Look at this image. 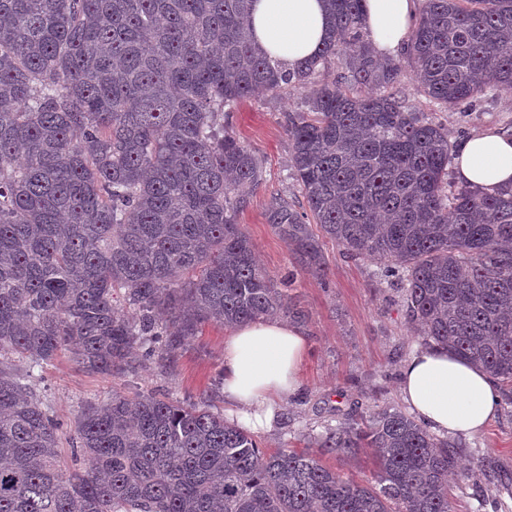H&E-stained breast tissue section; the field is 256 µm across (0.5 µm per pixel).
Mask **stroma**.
Listing matches in <instances>:
<instances>
[{"label": "stroma", "instance_id": "1", "mask_svg": "<svg viewBox=\"0 0 512 512\" xmlns=\"http://www.w3.org/2000/svg\"><path fill=\"white\" fill-rule=\"evenodd\" d=\"M398 89L417 112L447 127L451 143L477 131L512 130V94L489 92L474 104L444 108L420 92L413 65L406 59L401 62ZM304 109L302 94L278 98L259 94L241 103L231 119L233 132L256 150L265 166V180L239 222L254 244L258 262L273 277L295 271L292 295L307 316L301 385L281 405L272 428L253 433L260 446L271 449L280 445L305 449L306 434L320 433L327 421L357 405L405 409L401 368L421 342L398 293L381 279L374 261L345 257L327 242L323 245L326 278L294 270L290 250L267 224L265 211L272 198L302 196L288 176L289 141L282 116ZM223 359L224 327L208 323L184 343L170 366L147 361L132 375L113 377L88 373L63 355L34 367L33 373L43 408L62 425L66 439L61 446L66 449L81 408L100 403L115 391L152 392L228 412L217 387ZM461 454L464 467L478 469L487 461L512 479V406H501L481 435L464 439Z\"/></svg>", "mask_w": 512, "mask_h": 512}]
</instances>
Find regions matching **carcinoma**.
<instances>
[{"label":"carcinoma","instance_id":"obj_1","mask_svg":"<svg viewBox=\"0 0 512 512\" xmlns=\"http://www.w3.org/2000/svg\"><path fill=\"white\" fill-rule=\"evenodd\" d=\"M252 2L0 0V512H454L459 445L381 405L266 451L206 406L114 393L77 415L87 466L62 469L61 424L15 360L124 376L137 343L171 364L206 322L305 320L238 224L264 163L230 111L260 90L308 92L283 114L307 207L273 198L274 232L318 275L325 239L380 263L424 345L512 405V190L448 180V131L374 55L364 0H327L331 39L292 75L254 46ZM400 56L441 105L511 93L512 0H423ZM360 448L370 483L322 463Z\"/></svg>","mask_w":512,"mask_h":512}]
</instances>
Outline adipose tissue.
Segmentation results:
<instances>
[{"label": "adipose tissue", "mask_w": 512, "mask_h": 512, "mask_svg": "<svg viewBox=\"0 0 512 512\" xmlns=\"http://www.w3.org/2000/svg\"><path fill=\"white\" fill-rule=\"evenodd\" d=\"M416 11L417 0H364L363 26L378 56L401 51ZM250 26L255 45L295 72L330 39L333 20L323 0H254ZM455 177L482 191L511 185L512 137L488 130L459 141ZM306 349L303 333L276 318L225 330L222 391L246 426H271L276 407L299 387ZM400 390L412 413L442 435L481 434L501 402L489 373L435 347L409 357Z\"/></svg>", "instance_id": "adipose-tissue-1"}]
</instances>
